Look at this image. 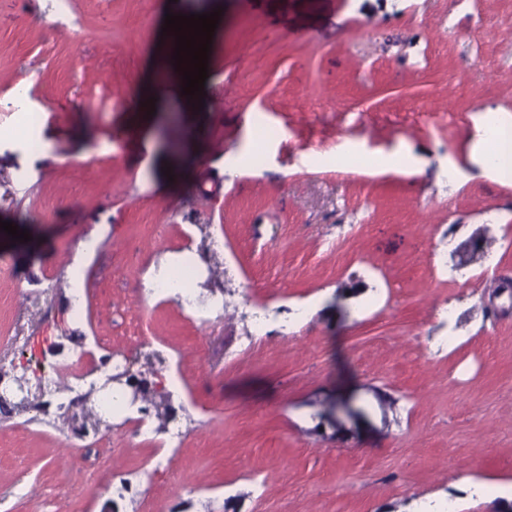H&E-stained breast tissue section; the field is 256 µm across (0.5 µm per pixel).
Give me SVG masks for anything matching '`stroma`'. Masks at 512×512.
I'll list each match as a JSON object with an SVG mask.
<instances>
[{
	"label": "stroma",
	"instance_id": "35a3bbf8",
	"mask_svg": "<svg viewBox=\"0 0 512 512\" xmlns=\"http://www.w3.org/2000/svg\"><path fill=\"white\" fill-rule=\"evenodd\" d=\"M216 8L202 108L147 114L139 91L181 79L166 13ZM9 102L0 220L31 239L0 231V358L139 331L182 349L189 413L154 486L124 413L82 440L0 415V512H512V315L486 313L512 306V179L477 143L512 124V0H0ZM477 233L491 252L459 266ZM187 241L227 270L199 352L142 288ZM260 310L287 329L238 351Z\"/></svg>",
	"mask_w": 512,
	"mask_h": 512
}]
</instances>
